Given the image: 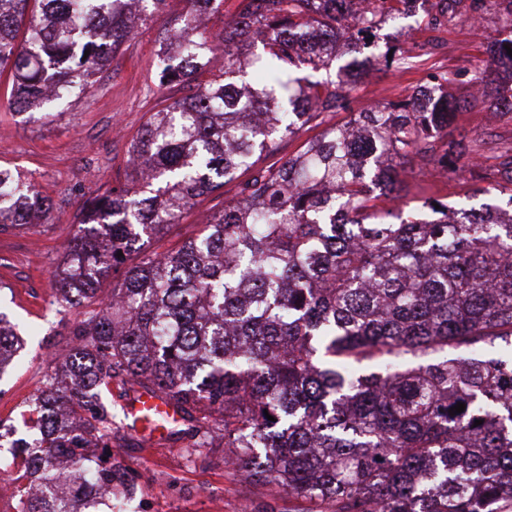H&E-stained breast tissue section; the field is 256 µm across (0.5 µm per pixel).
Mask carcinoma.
Wrapping results in <instances>:
<instances>
[{
  "label": "carcinoma",
  "instance_id": "obj_1",
  "mask_svg": "<svg viewBox=\"0 0 512 512\" xmlns=\"http://www.w3.org/2000/svg\"><path fill=\"white\" fill-rule=\"evenodd\" d=\"M128 2L0 0L5 106L49 115L88 90L133 32ZM187 2L160 84L195 92L152 113L129 179L89 200L54 274L73 307L98 301L110 272L112 301L70 328L27 433L0 430V448H38L39 512L134 494L108 455L113 384L163 394L198 423L188 455L224 449L225 466L302 499L301 512H512V141L448 135L457 104L435 72L259 165L350 110L373 72L413 68L407 33L431 55L463 18L498 25L470 82L511 116L499 66L508 58L512 76V0H239L216 30L206 18L222 0ZM215 54L224 66L199 81ZM430 169L469 173L482 202L392 205ZM229 184L232 200L194 236L128 263ZM51 208L0 166V232ZM23 346L0 313V377ZM346 117H347V114L345 112H337V113L335 112V113L327 114L324 117L325 123L321 127L316 128V129L307 130V131L302 130L298 134V137L294 138L293 140H291L289 142L286 141V142L282 143L280 152L278 153L277 156H275L273 158L272 157L268 158V159L264 160L262 163H271V162L275 161L276 159H278L279 157H286L289 154H292L299 148V146L302 144V142L306 138L317 134L326 126L336 125V124L346 121L347 120Z\"/></svg>",
  "mask_w": 512,
  "mask_h": 512
}]
</instances>
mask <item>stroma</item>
I'll return each instance as SVG.
<instances>
[{
    "label": "stroma",
    "mask_w": 512,
    "mask_h": 512,
    "mask_svg": "<svg viewBox=\"0 0 512 512\" xmlns=\"http://www.w3.org/2000/svg\"><path fill=\"white\" fill-rule=\"evenodd\" d=\"M188 9L186 0H166L120 46L111 63L97 73L89 91L72 96L58 116L35 119L0 105V165L18 169L53 200L45 223L0 233V310L27 334L15 368L0 379V422L21 425L32 400L61 362L68 330L83 319L84 307L58 309L52 274L61 266L70 240L83 218L82 205L125 181L128 150L153 112L166 98L189 95L188 87L159 84L160 48ZM495 34L491 21H460L441 35L444 50L435 60L408 72H377L362 86L358 105L406 96L427 81L433 67L448 73V95L467 96L472 70L485 66L484 47ZM453 130L486 139L512 137V121L492 117L481 101L455 114ZM473 185L434 173L407 179L404 200L426 197L454 201L472 194ZM233 186L197 199L151 250H165L192 235L197 224L231 200ZM185 442L168 438L143 441L129 428L112 442V460L136 482L138 512H254L269 505L274 512H299L301 501L274 484L255 485L238 469L225 467L223 451L188 461Z\"/></svg>",
    "instance_id": "1"
}]
</instances>
